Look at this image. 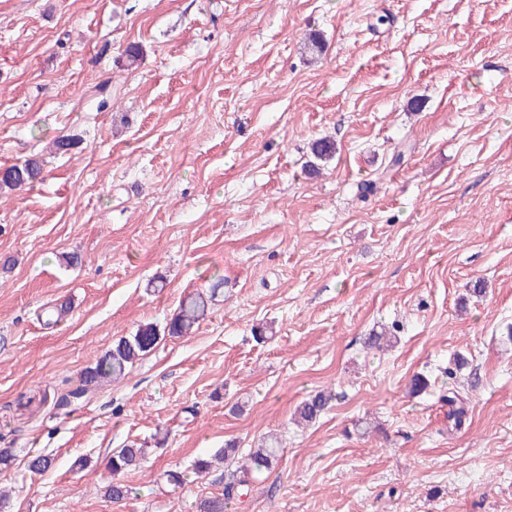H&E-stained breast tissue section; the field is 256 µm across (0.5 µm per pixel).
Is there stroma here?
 Instances as JSON below:
<instances>
[{
    "label": "stroma",
    "mask_w": 512,
    "mask_h": 512,
    "mask_svg": "<svg viewBox=\"0 0 512 512\" xmlns=\"http://www.w3.org/2000/svg\"><path fill=\"white\" fill-rule=\"evenodd\" d=\"M34 153L42 182L0 197L12 512H196L224 469L167 472L269 435L277 462L226 512H512V0H0V169ZM217 275L191 335L56 409ZM131 444L148 459L110 501ZM331 399V395L325 392H318L310 396L295 408L294 420L305 425L315 422L328 407ZM144 448H120L112 453L108 460V468L112 473L113 479L106 486L105 495L114 501H120L126 498L131 488L124 483L122 478L132 469L138 467L144 460Z\"/></svg>",
    "instance_id": "1"
}]
</instances>
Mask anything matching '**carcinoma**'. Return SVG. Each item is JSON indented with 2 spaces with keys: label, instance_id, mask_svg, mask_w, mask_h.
<instances>
[{
  "label": "carcinoma",
  "instance_id": "obj_1",
  "mask_svg": "<svg viewBox=\"0 0 512 512\" xmlns=\"http://www.w3.org/2000/svg\"><path fill=\"white\" fill-rule=\"evenodd\" d=\"M43 173L42 160L31 157L20 164L0 170V191H15L26 188L37 182ZM224 284L221 277L214 278L211 291L197 293L185 299L178 311L166 323L164 329L153 323L140 325L135 334L118 339L112 348L106 351L95 363L83 373L79 384L61 396L56 406L63 408L81 399L88 387L100 385L124 374L125 370L140 357L151 351L165 334L170 337L186 336L192 333L195 326L207 313L208 305ZM331 395L318 392L303 400L295 408L294 420L299 424H310L316 421L328 407ZM280 454L279 441L271 438L259 448L248 454L246 461L237 465L229 473L224 485V497L208 498L200 501L198 512H224L226 505L242 495V491L250 485L262 472L270 469ZM144 460V449L121 448L112 453L108 460V468L113 479L106 486L105 495L114 501L126 498L131 488L124 483L123 477L138 467Z\"/></svg>",
  "mask_w": 512,
  "mask_h": 512
}]
</instances>
